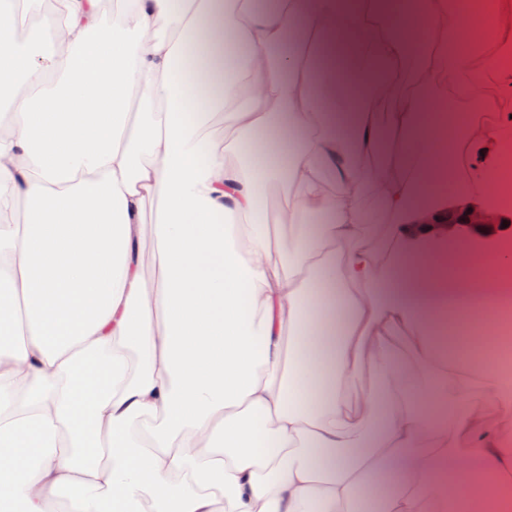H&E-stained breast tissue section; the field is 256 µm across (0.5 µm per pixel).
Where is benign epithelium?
Segmentation results:
<instances>
[{
  "label": "benign epithelium",
  "mask_w": 512,
  "mask_h": 512,
  "mask_svg": "<svg viewBox=\"0 0 512 512\" xmlns=\"http://www.w3.org/2000/svg\"><path fill=\"white\" fill-rule=\"evenodd\" d=\"M505 213L500 209L483 207L469 199L448 207L443 212L427 211L421 223L429 229L434 242L450 241L459 236H467L478 242L490 243L503 234H512V214L509 224L502 227Z\"/></svg>",
  "instance_id": "7a95c632"
}]
</instances>
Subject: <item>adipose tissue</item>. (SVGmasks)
<instances>
[{
    "label": "adipose tissue",
    "mask_w": 512,
    "mask_h": 512,
    "mask_svg": "<svg viewBox=\"0 0 512 512\" xmlns=\"http://www.w3.org/2000/svg\"><path fill=\"white\" fill-rule=\"evenodd\" d=\"M43 4L0 0V512L512 503V254L459 241L452 264L416 222L447 100L496 115L464 126L458 192L500 191L512 0L488 26L448 0L404 19L394 0ZM274 183L291 196L272 216ZM386 466L398 482L370 501Z\"/></svg>",
    "instance_id": "ef3b65f1"
}]
</instances>
